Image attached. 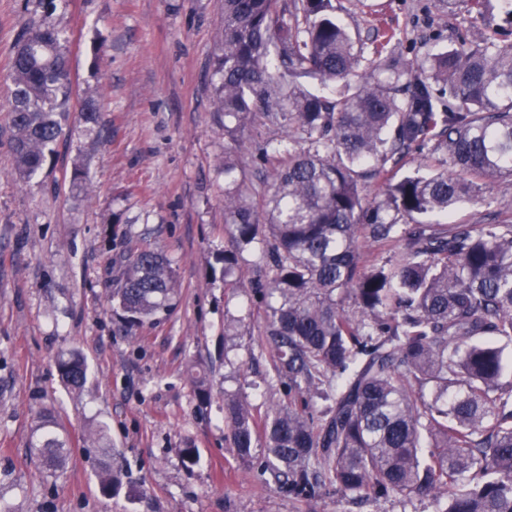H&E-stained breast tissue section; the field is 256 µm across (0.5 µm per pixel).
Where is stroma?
<instances>
[{
    "mask_svg": "<svg viewBox=\"0 0 512 512\" xmlns=\"http://www.w3.org/2000/svg\"><path fill=\"white\" fill-rule=\"evenodd\" d=\"M342 21L372 53L377 29L401 30L421 58L451 48L455 30L478 38L507 24L501 8L483 21L435 0H339ZM223 0H0V512H432L429 501L358 503L330 494L298 502L266 484L226 446L225 393L254 405L279 394L261 377L264 312L247 282L257 259L244 251L232 275L223 257L224 151L232 142L213 110L210 73ZM69 37L78 96H100L99 135L79 113L39 174L20 180L8 149L10 48L29 18ZM281 126L245 131L247 183L267 188L259 160ZM81 169L91 193L74 190ZM512 202V180L484 182L479 201L449 213L452 224L492 223ZM149 246L174 262L181 293L172 310L128 332L109 301L110 262ZM80 351L82 390L66 387L59 361ZM211 391L200 401L197 377ZM71 452L59 467L30 447L43 413ZM105 427L121 456L119 488L104 493L107 449L89 434ZM196 451L187 462L182 451Z\"/></svg>",
    "mask_w": 512,
    "mask_h": 512,
    "instance_id": "1",
    "label": "stroma"
}]
</instances>
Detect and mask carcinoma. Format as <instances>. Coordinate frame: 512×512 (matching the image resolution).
Masks as SVG:
<instances>
[{"instance_id":"cac0c4a2","label":"carcinoma","mask_w":512,"mask_h":512,"mask_svg":"<svg viewBox=\"0 0 512 512\" xmlns=\"http://www.w3.org/2000/svg\"><path fill=\"white\" fill-rule=\"evenodd\" d=\"M484 17L489 0H436ZM336 0H224L215 30L213 106L234 142L256 123L285 128L263 207L237 156L224 154V273L260 249L251 292L268 301L261 353L284 398L255 407L224 395L237 459L296 500L329 492L369 501L427 498L433 512H512V224H434L512 178V39L491 34L410 59L387 31L364 55ZM311 77L325 92L309 90ZM9 147L14 173L35 175L63 134L73 98L67 39L43 19L16 35ZM80 112L100 125L95 97ZM444 167L394 179L412 147ZM384 180L366 199L362 183ZM390 253L383 262L370 255ZM112 303L128 328L171 308V261L120 255ZM351 303L358 315L351 316ZM73 389L77 353L59 363ZM51 417L31 448L57 466L67 442ZM102 471L108 493L120 483Z\"/></svg>"}]
</instances>
